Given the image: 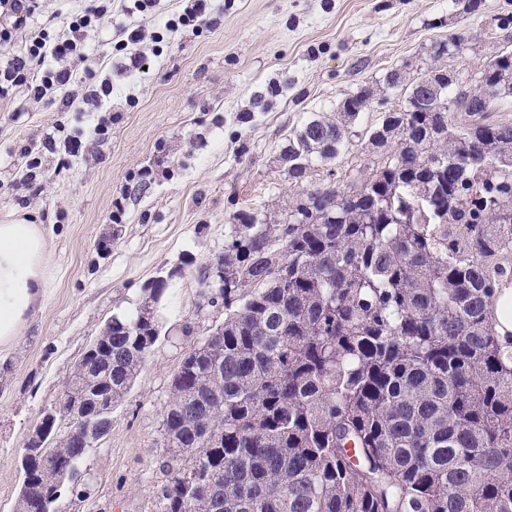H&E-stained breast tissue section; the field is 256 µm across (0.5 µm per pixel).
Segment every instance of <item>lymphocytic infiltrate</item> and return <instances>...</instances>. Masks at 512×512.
Wrapping results in <instances>:
<instances>
[{
	"instance_id": "obj_1",
	"label": "lymphocytic infiltrate",
	"mask_w": 512,
	"mask_h": 512,
	"mask_svg": "<svg viewBox=\"0 0 512 512\" xmlns=\"http://www.w3.org/2000/svg\"><path fill=\"white\" fill-rule=\"evenodd\" d=\"M42 0H0V99L10 92H25L28 100L61 95L64 106L81 102L85 108L102 109L112 93V80L103 74L96 49L105 20L112 15V0H91L89 5L68 10L62 25L46 24L26 35L29 21L41 9ZM161 0H131L124 11L136 25L122 29L116 51L126 53L127 69H142L145 57L136 44L145 38L146 20L160 11Z\"/></svg>"
}]
</instances>
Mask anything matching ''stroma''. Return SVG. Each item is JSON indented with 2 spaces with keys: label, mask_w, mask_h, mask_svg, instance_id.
I'll list each match as a JSON object with an SVG mask.
<instances>
[{
  "label": "stroma",
  "mask_w": 512,
  "mask_h": 512,
  "mask_svg": "<svg viewBox=\"0 0 512 512\" xmlns=\"http://www.w3.org/2000/svg\"><path fill=\"white\" fill-rule=\"evenodd\" d=\"M219 25L144 41L143 72H121L111 36L128 23L120 0L97 49L112 73V128L96 112L63 111L59 98L0 101V223L41 225L49 253L44 302L23 334L0 347V512H16L17 462L31 425L62 394L93 339L115 315H134L145 283L172 273L161 336L109 434L80 465L87 496L64 493L58 512H155L165 480L161 422L169 381L186 350L224 320L198 272L224 251L239 210L262 215L296 196L279 162L289 134L314 115L334 116L346 95L387 71H476L512 46V0H484L463 14L457 0H215ZM467 43L453 58L430 47L449 34ZM54 135L55 149L44 148ZM80 135L78 155L62 143ZM41 161L24 185L23 148ZM119 239H112L113 224ZM108 249H101L104 237Z\"/></svg>",
  "instance_id": "obj_1"
}]
</instances>
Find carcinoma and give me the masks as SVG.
Instances as JSON below:
<instances>
[{
    "label": "carcinoma",
    "mask_w": 512,
    "mask_h": 512,
    "mask_svg": "<svg viewBox=\"0 0 512 512\" xmlns=\"http://www.w3.org/2000/svg\"><path fill=\"white\" fill-rule=\"evenodd\" d=\"M451 34L435 58L462 51ZM512 48L481 83L403 103L365 136L380 160L303 189L281 221L240 210L224 322L171 375L158 512H512V345L488 305L512 279ZM371 89L296 128L279 161L305 183L349 151ZM169 279L114 316L53 403L74 434L23 448L18 512H54L109 432Z\"/></svg>",
    "instance_id": "1"
}]
</instances>
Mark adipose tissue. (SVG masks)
<instances>
[{"label": "adipose tissue", "instance_id": "1", "mask_svg": "<svg viewBox=\"0 0 512 512\" xmlns=\"http://www.w3.org/2000/svg\"><path fill=\"white\" fill-rule=\"evenodd\" d=\"M48 261L40 225L0 224V346L12 344L39 309Z\"/></svg>", "mask_w": 512, "mask_h": 512}]
</instances>
